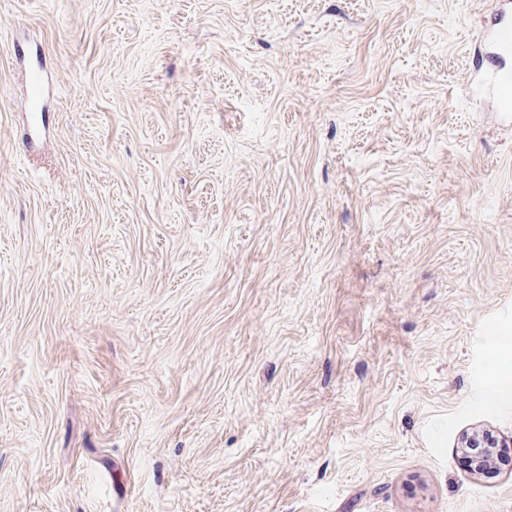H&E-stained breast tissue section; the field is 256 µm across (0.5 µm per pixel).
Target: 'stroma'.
Segmentation results:
<instances>
[{
	"label": "stroma",
	"instance_id": "1",
	"mask_svg": "<svg viewBox=\"0 0 512 512\" xmlns=\"http://www.w3.org/2000/svg\"><path fill=\"white\" fill-rule=\"evenodd\" d=\"M492 3L0 0V512H512ZM43 94L42 75L32 71L28 76V102L31 114V124L35 125L38 118L39 105ZM467 440L465 441V447L467 449L471 448H481L477 452H472L473 461L475 464V469L478 471H482L490 462L492 451L491 448H498L499 442L494 440L488 435L484 434H476L469 437H466Z\"/></svg>",
	"mask_w": 512,
	"mask_h": 512
}]
</instances>
